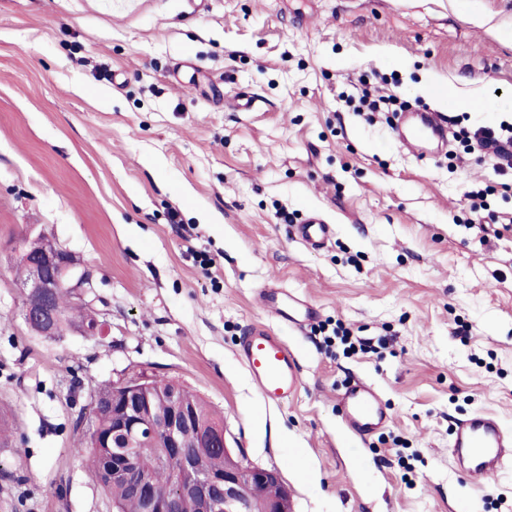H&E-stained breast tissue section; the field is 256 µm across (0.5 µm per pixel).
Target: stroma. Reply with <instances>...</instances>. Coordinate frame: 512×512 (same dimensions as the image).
Segmentation results:
<instances>
[{
	"instance_id": "1",
	"label": "stroma",
	"mask_w": 512,
	"mask_h": 512,
	"mask_svg": "<svg viewBox=\"0 0 512 512\" xmlns=\"http://www.w3.org/2000/svg\"><path fill=\"white\" fill-rule=\"evenodd\" d=\"M365 89L512 118V0H0V512H113L75 450L91 392L134 369L207 400L294 512H512V467L448 452L473 413L512 430V188L459 139L402 149ZM313 211L319 250L294 236ZM40 232L91 271L103 335L28 329L13 267ZM271 282L321 310L278 329L303 369L285 404L236 357ZM354 378L393 416L364 442L336 405ZM333 233L331 224L317 212H311L303 224L296 225L295 237L308 249L318 250L323 248L330 240Z\"/></svg>"
}]
</instances>
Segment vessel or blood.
I'll return each instance as SVG.
<instances>
[{
	"label": "vessel or blood",
	"instance_id": "b4317fda",
	"mask_svg": "<svg viewBox=\"0 0 512 512\" xmlns=\"http://www.w3.org/2000/svg\"><path fill=\"white\" fill-rule=\"evenodd\" d=\"M395 132L398 139L421 158L448 145V124L439 112L400 113ZM332 233L331 225L316 212L310 213L304 223L294 229L295 237L312 250L323 248ZM256 303L270 322L249 327L239 341L237 356L264 399L285 403L297 394L302 384V371L297 357L272 326L285 324L301 331L317 319L319 311L307 299L269 285L258 289ZM337 402L346 431L362 441L377 434L392 420L380 392L362 379L345 386ZM448 448L461 470L469 477L482 479L512 464V431L506 430L497 416L477 412L456 424Z\"/></svg>",
	"mask_w": 512,
	"mask_h": 512
}]
</instances>
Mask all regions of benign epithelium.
<instances>
[{"label":"benign epithelium","mask_w":512,"mask_h":512,"mask_svg":"<svg viewBox=\"0 0 512 512\" xmlns=\"http://www.w3.org/2000/svg\"><path fill=\"white\" fill-rule=\"evenodd\" d=\"M22 257L30 270V278L22 285L24 321L31 329L42 326L41 335L51 336L53 330L46 324L55 315L57 290L67 289L72 304L87 305L91 273L79 267L70 251L49 238L24 249ZM148 381L149 374L138 371L114 382L116 390L109 404L114 418L112 439L97 443L112 456V480L124 483L140 500L142 512H182L181 502L189 497L201 504V512H253L250 491L258 485L278 489L266 501L263 512H293L290 493L277 470L256 466L233 453L225 429L201 426L183 403L177 384L168 391L164 408L156 410ZM159 425L165 437V455L177 463L174 491L165 497L156 493L151 475L138 461V449L153 437ZM190 436L199 451L187 449ZM217 450L223 451L228 463L222 471H208L203 467V452Z\"/></svg>","instance_id":"1"}]
</instances>
